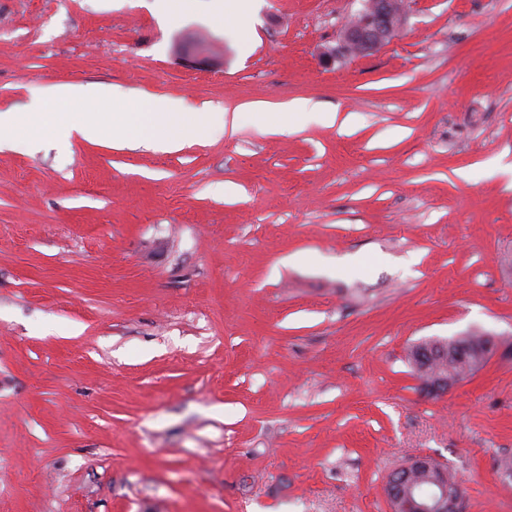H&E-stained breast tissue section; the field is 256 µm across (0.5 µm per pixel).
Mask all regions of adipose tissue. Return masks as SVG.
Listing matches in <instances>:
<instances>
[{
	"instance_id": "ef3b65f1",
	"label": "adipose tissue",
	"mask_w": 512,
	"mask_h": 512,
	"mask_svg": "<svg viewBox=\"0 0 512 512\" xmlns=\"http://www.w3.org/2000/svg\"><path fill=\"white\" fill-rule=\"evenodd\" d=\"M101 99L94 92L79 86H60L36 93L27 111L14 112L0 118V146L24 150L27 139L17 135L18 127L34 122L57 128L64 138L77 137L86 141L100 139L104 127L121 131L129 127L141 131L145 139L160 148H172L201 128L212 133L237 130L240 113L214 109L201 113L196 126L183 123L184 104L181 100L159 95H143L129 102L121 95L112 98V113L100 110Z\"/></svg>"
}]
</instances>
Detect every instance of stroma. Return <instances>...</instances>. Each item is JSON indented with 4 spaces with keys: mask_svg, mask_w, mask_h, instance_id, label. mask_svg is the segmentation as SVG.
Returning <instances> with one entry per match:
<instances>
[{
    "mask_svg": "<svg viewBox=\"0 0 512 512\" xmlns=\"http://www.w3.org/2000/svg\"><path fill=\"white\" fill-rule=\"evenodd\" d=\"M408 4L327 65L359 0H0L1 112L72 84L243 115L175 150H0V512H391L419 456L512 512V357L438 394L407 359L512 342V0ZM297 100L347 129L262 127ZM214 15L217 20L220 17H224V11L236 14L240 17L245 23H247L250 19V16L253 11V1L250 0H214Z\"/></svg>",
    "mask_w": 512,
    "mask_h": 512,
    "instance_id": "obj_1",
    "label": "stroma"
}]
</instances>
